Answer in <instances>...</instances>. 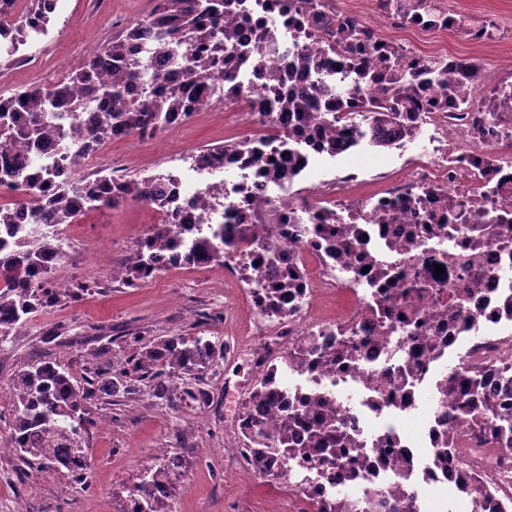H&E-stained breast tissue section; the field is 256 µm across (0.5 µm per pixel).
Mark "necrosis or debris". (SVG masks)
Returning <instances> with one entry per match:
<instances>
[{
  "label": "necrosis or debris",
  "instance_id": "obj_1",
  "mask_svg": "<svg viewBox=\"0 0 512 512\" xmlns=\"http://www.w3.org/2000/svg\"><path fill=\"white\" fill-rule=\"evenodd\" d=\"M239 35L225 82L246 144L200 168L190 152L165 174L150 208L177 211L203 232L223 230L226 357H248L251 381L228 383L241 402L224 433L226 463L262 478L271 468L292 476L284 512H316L345 500L349 512H389L411 503L427 512L432 493L473 486L491 512H512V65L486 67L457 48L417 47L434 33L459 44L512 42V25L451 0H239L227 18ZM368 33L378 79L358 83L337 34ZM312 60L299 79L342 106L335 126L271 110L265 82L293 55ZM425 77L420 97L375 119L347 106V92L388 84L389 66ZM465 85L458 103L446 87ZM292 158L289 178H270L271 161ZM212 203L208 213L199 199ZM279 222L261 223V211ZM16 223L25 235L56 237L27 279L43 287L72 253L52 217ZM443 274H436V265ZM286 290L276 291L280 279ZM246 343H239V336ZM490 409L477 422L449 415L470 396L471 380ZM276 399L275 409L255 390ZM288 421V450L272 432ZM348 437L345 455L293 456L312 428ZM386 505L372 510L373 492Z\"/></svg>",
  "mask_w": 512,
  "mask_h": 512
}]
</instances>
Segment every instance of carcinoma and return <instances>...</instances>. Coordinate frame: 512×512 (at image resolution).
<instances>
[{
	"label": "carcinoma",
	"instance_id": "1",
	"mask_svg": "<svg viewBox=\"0 0 512 512\" xmlns=\"http://www.w3.org/2000/svg\"><path fill=\"white\" fill-rule=\"evenodd\" d=\"M239 0H163L144 22L161 30L174 29L180 22L182 39L177 43L160 42L149 54L134 53L135 30L138 21L131 25L125 36L112 39L104 52L89 57L83 67L64 81L51 86H30L4 99L0 98V143L17 140L25 154L7 159L0 164V184L18 187L25 184L35 188H52V191L32 199L31 220H40V212L51 209L58 223L66 224L73 218L93 209L112 207L106 196L111 176L103 174L97 184L74 182L76 170L65 171L57 166L37 165L43 151L57 138L58 132L51 119L56 106L69 104L72 118L85 121V133L78 145L76 165L107 140L137 134L147 125L164 130L165 116L172 112H187L193 102L214 93L213 69L216 63L214 50L231 49L237 43V33L229 25H219L224 15L233 12ZM181 50L185 59L183 79L159 74L156 62L168 52ZM121 59L125 65L114 67L112 59ZM310 59L302 56L286 69L268 73L267 83L272 89H283L278 94L275 109L293 114L306 121L311 114L334 111L330 103L317 92L304 91L295 86L294 72L309 65ZM422 88L414 76L394 74L389 86L364 102L365 111L380 116L396 112L405 100L417 96ZM240 147L237 141L206 146L199 150L196 162L208 165L214 152H225ZM124 193L133 202L151 197L150 181L131 178L124 181ZM192 239V225L184 222L155 224L148 232L144 246L134 251L126 267V283L136 285L139 271L159 263L172 243ZM224 234L217 232L214 240L193 242L192 251L182 257L181 264L194 263L199 253L206 252L219 261L224 257ZM51 238L9 242L0 237V344L7 342L8 330L22 326L34 308L43 303L41 295L20 283L22 275L32 274L41 258L54 250ZM134 350L127 356V366L107 363L98 368L86 385L79 386L71 372L60 364L35 359L24 364L14 374L10 392L14 399L11 439L13 450L22 461H36L47 469L78 460V415L84 402L101 391L114 394L123 390L127 394L139 391V385L148 384L157 398L169 395L167 382L171 378L184 380L196 378L207 370L224 346L201 336H165L156 339L133 340ZM332 440L329 457L341 455L340 434L330 435L317 426L311 430L309 448H291L294 455H304L313 450H325L326 440ZM177 463L156 469H145L135 491L142 493L135 512H173L171 475ZM164 483L162 494H152V488Z\"/></svg>",
	"mask_w": 512,
	"mask_h": 512
}]
</instances>
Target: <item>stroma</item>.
Masks as SVG:
<instances>
[{
  "instance_id": "35a3bbf8",
  "label": "stroma",
  "mask_w": 512,
  "mask_h": 512,
  "mask_svg": "<svg viewBox=\"0 0 512 512\" xmlns=\"http://www.w3.org/2000/svg\"><path fill=\"white\" fill-rule=\"evenodd\" d=\"M152 8V0H61L47 37L30 46L41 55L42 70L17 64L0 71V97L43 83L45 73L57 68L78 71L92 47L111 42ZM239 137L237 117L221 109L194 116L178 135L158 140L132 135L109 140L106 147L125 177L140 178L147 170L165 168L177 150ZM153 221L150 210L132 203L90 212L71 224L70 240L80 248L74 279L88 290L80 300L64 297L37 309L7 341L0 351V406L12 407L8 383L37 356L65 364L81 381L107 359L129 353L137 337L204 336L223 342V322L202 321L203 315L224 310L223 273H215L208 288L191 287L194 271L187 267L137 288L113 281L111 287L97 289L98 281L111 279L113 266L126 261L124 252L113 251V243L148 231ZM57 332L70 338L69 348L56 343ZM182 388V380L173 378L168 401L146 388L90 401L85 415L92 422L91 433L82 444L92 469L88 487L74 485L66 474L25 465L12 449L0 450V500L22 502L26 512H120L144 469L174 458L179 466L172 477L173 512H277L274 485L244 470L225 471L223 410L201 422L202 407L180 400Z\"/></svg>"
}]
</instances>
